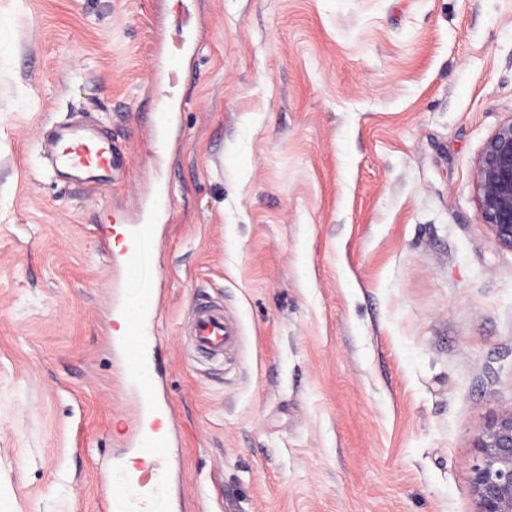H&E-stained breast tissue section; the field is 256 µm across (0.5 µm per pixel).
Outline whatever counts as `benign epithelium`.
<instances>
[{
	"label": "benign epithelium",
	"instance_id": "1",
	"mask_svg": "<svg viewBox=\"0 0 512 512\" xmlns=\"http://www.w3.org/2000/svg\"><path fill=\"white\" fill-rule=\"evenodd\" d=\"M479 220L512 250V118L490 137L475 163ZM470 470L476 512H512V413L492 420L475 438Z\"/></svg>",
	"mask_w": 512,
	"mask_h": 512
}]
</instances>
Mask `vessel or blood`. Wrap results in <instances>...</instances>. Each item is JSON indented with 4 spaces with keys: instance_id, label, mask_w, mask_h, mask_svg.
I'll use <instances>...</instances> for the list:
<instances>
[{
    "instance_id": "b4317fda",
    "label": "vessel or blood",
    "mask_w": 512,
    "mask_h": 512,
    "mask_svg": "<svg viewBox=\"0 0 512 512\" xmlns=\"http://www.w3.org/2000/svg\"><path fill=\"white\" fill-rule=\"evenodd\" d=\"M43 145L49 155V174L66 177L78 187L99 188L111 184L127 167L125 149L88 124L54 122ZM167 199L166 193H159L156 203L131 229L127 261L136 259L140 240L151 237L156 224L165 220ZM157 306L156 294L146 292L140 319L130 325L126 342L115 347L121 361L129 365L141 397L134 446L127 451L128 457L137 459L138 465L133 470L124 463L116 467L111 483L104 490V512H147L150 502L168 496L174 433L168 426L169 408L157 398V381L147 367V351L152 343L150 326ZM186 336L197 351L220 360L237 343L238 326L223 305L198 301L187 322Z\"/></svg>"
}]
</instances>
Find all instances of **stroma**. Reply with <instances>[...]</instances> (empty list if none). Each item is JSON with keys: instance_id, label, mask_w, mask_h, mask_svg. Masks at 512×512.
Returning a JSON list of instances; mask_svg holds the SVG:
<instances>
[{"instance_id": "35a3bbf8", "label": "stroma", "mask_w": 512, "mask_h": 512, "mask_svg": "<svg viewBox=\"0 0 512 512\" xmlns=\"http://www.w3.org/2000/svg\"><path fill=\"white\" fill-rule=\"evenodd\" d=\"M72 116L125 145L111 189L47 175ZM510 118L512 0H0V512H101L139 402L112 306L155 283L180 434L152 512H475L472 442L512 412L475 161ZM160 181L170 221L113 263ZM199 295L239 325L224 362L181 334Z\"/></svg>"}]
</instances>
